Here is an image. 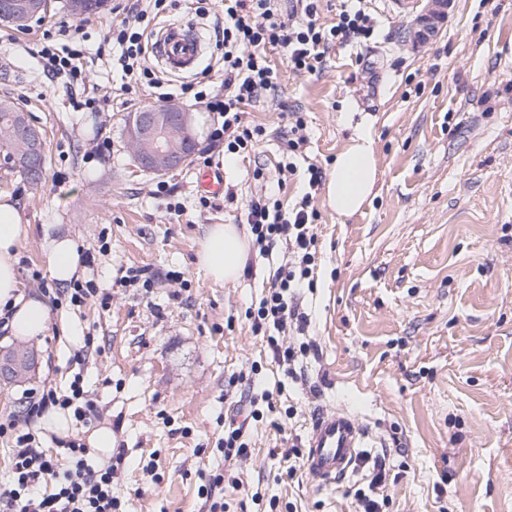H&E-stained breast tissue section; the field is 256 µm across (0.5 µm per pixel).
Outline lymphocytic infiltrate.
Wrapping results in <instances>:
<instances>
[{
    "label": "lymphocytic infiltrate",
    "instance_id": "f902f5d3",
    "mask_svg": "<svg viewBox=\"0 0 512 512\" xmlns=\"http://www.w3.org/2000/svg\"><path fill=\"white\" fill-rule=\"evenodd\" d=\"M167 0H148L146 8L112 21V39L121 50L118 62L126 77L121 89L132 93L139 85L159 87L160 82L145 64L148 31L164 11ZM319 0H294L288 16H279L274 0H224V87L213 89L197 82L181 84L177 94L217 113L209 134L211 146L247 154L263 135L259 126L243 121L245 106L255 103L266 92L275 90L278 71L270 53H278L297 73L315 74L324 65L329 45L368 43L376 28L362 0H343L336 22L326 24L319 16ZM307 190L300 202L283 209L280 201L267 196L251 198L245 207L253 245L268 254L277 244L288 249V259L277 267L265 296L251 319L254 333L265 334L275 363L296 370L306 346L280 342V333L293 329L305 332L310 320L302 311L295 290L308 277L315 261L316 226L320 212L314 205L324 173L321 167L308 168ZM27 415H38L49 408L72 410L76 419L95 413L81 379H74L70 392L34 393L25 400ZM13 440L10 488L0 492V512H121V502L112 494L117 465H89L88 448L77 440L68 441L63 454L39 446L33 433L13 419L0 421V437ZM70 466H59L60 457Z\"/></svg>",
    "mask_w": 512,
    "mask_h": 512
}]
</instances>
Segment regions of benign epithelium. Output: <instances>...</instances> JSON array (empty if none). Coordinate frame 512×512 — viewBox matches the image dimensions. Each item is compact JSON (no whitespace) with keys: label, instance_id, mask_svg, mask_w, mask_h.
Returning a JSON list of instances; mask_svg holds the SVG:
<instances>
[{"label":"benign epithelium","instance_id":"7a95c632","mask_svg":"<svg viewBox=\"0 0 512 512\" xmlns=\"http://www.w3.org/2000/svg\"><path fill=\"white\" fill-rule=\"evenodd\" d=\"M190 127L191 113L174 104L156 106L132 114L127 124V142L140 167L164 173L187 162L184 136L190 132ZM18 137L26 148L32 172H38L44 149L41 132L24 119ZM30 365L29 352L10 350L0 359V376L7 380L16 379L28 371Z\"/></svg>","mask_w":512,"mask_h":512}]
</instances>
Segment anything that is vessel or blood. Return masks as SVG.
<instances>
[{
	"label": "vessel or blood",
	"mask_w": 512,
	"mask_h": 512,
	"mask_svg": "<svg viewBox=\"0 0 512 512\" xmlns=\"http://www.w3.org/2000/svg\"><path fill=\"white\" fill-rule=\"evenodd\" d=\"M386 13L414 17L417 28L412 46L430 43L457 14L460 0H383ZM155 54L169 74L190 72L199 56L198 39L189 31H170L155 44ZM363 435L355 420L342 410L324 411L315 418L305 454V467L318 482L334 483L344 478L357 459Z\"/></svg>",
	"instance_id": "obj_1"
}]
</instances>
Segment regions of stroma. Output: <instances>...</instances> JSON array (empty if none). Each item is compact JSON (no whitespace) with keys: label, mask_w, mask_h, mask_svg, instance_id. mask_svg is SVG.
<instances>
[{"label":"stroma","mask_w":512,"mask_h":512,"mask_svg":"<svg viewBox=\"0 0 512 512\" xmlns=\"http://www.w3.org/2000/svg\"><path fill=\"white\" fill-rule=\"evenodd\" d=\"M65 2L50 0L28 32L0 24V60L15 67L0 70V98L40 128L47 156L35 189L0 158V192L23 214L22 289L53 304L46 335L23 342L0 327V346H24L37 361L26 380L0 384V417L23 416L25 391L61 393L81 377L100 417L73 421L67 437L111 430L126 451L112 485L123 512H208L206 491L224 470V422L236 415L230 397L245 389L231 377L257 364L254 380L275 391V409L252 426V456L236 465L235 481L214 490L224 512H258L255 493L278 500L277 512H356L355 493L367 486L361 469L325 486L302 467L286 477V461L270 454L288 448L289 435L308 438L321 408L351 412L365 452L387 454L382 512H512V0H462L447 31L416 50L405 44L412 17L369 0L370 46H330L316 75L274 56L277 90L244 114L266 129L254 152L209 148L217 115L191 101L196 147L209 149L211 164L194 157L163 175L142 171L124 137L128 113L156 98L117 95L122 71L103 38L113 10L136 0H107L87 19L89 54L77 81L48 75L34 53L44 30L73 24ZM206 7L202 16L188 0H170L152 29H195L199 66L218 86L224 0ZM360 55L375 63L373 86L352 78ZM291 110L301 112L307 137L293 157ZM360 135L377 159L376 195L343 217L317 192L314 289L303 302L308 351L294 380L245 316L261 297L267 261L250 253L252 276L218 284L195 263L198 242L210 224L248 231L251 196L271 191L295 203L308 164L331 170ZM103 139L111 151L100 160L94 147ZM290 161L295 173L283 174ZM257 167L263 180L253 177ZM206 168L223 172L234 201L198 188ZM46 224L92 253L78 280L107 289L108 304L70 305L49 281ZM139 268L154 274L153 287L120 285Z\"/></svg>","instance_id":"35a3bbf8"}]
</instances>
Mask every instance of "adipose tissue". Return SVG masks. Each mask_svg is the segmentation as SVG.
<instances>
[{"mask_svg":"<svg viewBox=\"0 0 512 512\" xmlns=\"http://www.w3.org/2000/svg\"><path fill=\"white\" fill-rule=\"evenodd\" d=\"M378 167L374 150L360 135L337 156L326 186L329 206L338 215L357 213L369 201L377 183ZM22 213L10 196L0 194V310L9 311L6 322L12 336L28 339L44 335L50 324L45 301L28 297L21 290L18 249ZM250 240L233 224L210 225L199 242L197 264L206 276L218 283H233L241 277ZM46 271L57 284L69 283L78 270L73 240L57 232L54 225L44 228Z\"/></svg>","mask_w":512,"mask_h":512,"instance_id":"adipose-tissue-1","label":"adipose tissue"}]
</instances>
